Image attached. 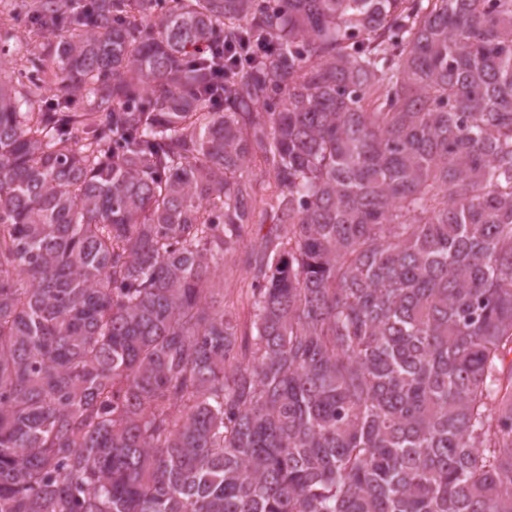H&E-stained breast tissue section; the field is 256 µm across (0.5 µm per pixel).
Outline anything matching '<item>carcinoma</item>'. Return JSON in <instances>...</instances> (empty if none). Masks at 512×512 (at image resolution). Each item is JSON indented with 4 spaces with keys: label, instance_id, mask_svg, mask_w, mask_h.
<instances>
[{
    "label": "carcinoma",
    "instance_id": "carcinoma-1",
    "mask_svg": "<svg viewBox=\"0 0 512 512\" xmlns=\"http://www.w3.org/2000/svg\"><path fill=\"white\" fill-rule=\"evenodd\" d=\"M154 2L0 80V512H512V0ZM254 224L245 230L240 248L233 256H230L216 272V281H221L224 286V298L222 293L212 299V305L220 308L224 305V312L237 320L240 326L249 323L251 309L248 302L250 296V276L246 273V259L251 251V245L257 244L262 234L267 230L269 220L265 206H257L254 215ZM264 223L263 230L259 233V224ZM210 304V305H211Z\"/></svg>",
    "mask_w": 512,
    "mask_h": 512
}]
</instances>
